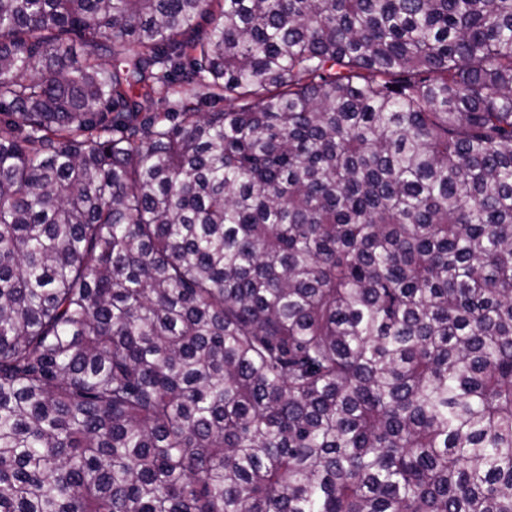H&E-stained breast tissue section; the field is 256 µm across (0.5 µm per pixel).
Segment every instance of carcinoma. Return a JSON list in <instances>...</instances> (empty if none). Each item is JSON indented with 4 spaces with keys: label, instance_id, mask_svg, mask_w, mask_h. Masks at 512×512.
Listing matches in <instances>:
<instances>
[{
    "label": "carcinoma",
    "instance_id": "1",
    "mask_svg": "<svg viewBox=\"0 0 512 512\" xmlns=\"http://www.w3.org/2000/svg\"><path fill=\"white\" fill-rule=\"evenodd\" d=\"M0 512H512V0H0Z\"/></svg>",
    "mask_w": 512,
    "mask_h": 512
}]
</instances>
